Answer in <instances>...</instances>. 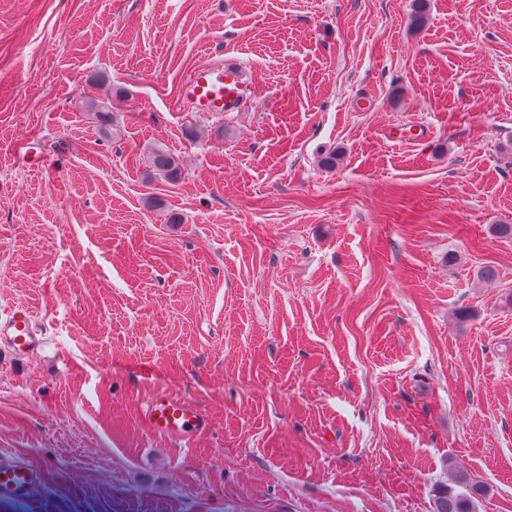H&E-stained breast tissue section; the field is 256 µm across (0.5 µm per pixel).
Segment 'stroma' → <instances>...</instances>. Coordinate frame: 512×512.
I'll list each match as a JSON object with an SVG mask.
<instances>
[{
	"label": "stroma",
	"mask_w": 512,
	"mask_h": 512,
	"mask_svg": "<svg viewBox=\"0 0 512 512\" xmlns=\"http://www.w3.org/2000/svg\"><path fill=\"white\" fill-rule=\"evenodd\" d=\"M412 5L0 0V313L42 331L0 452L43 474L0 512H432L462 473L512 512V0ZM226 60L246 107L193 112ZM159 392L209 430L154 434ZM245 88L241 66L207 63L189 74L183 93L195 112H235L244 103ZM150 167L169 184H178L183 177L182 167L166 149H155L150 158Z\"/></svg>",
	"instance_id": "1"
}]
</instances>
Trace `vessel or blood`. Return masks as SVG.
Listing matches in <instances>:
<instances>
[{
	"mask_svg": "<svg viewBox=\"0 0 512 512\" xmlns=\"http://www.w3.org/2000/svg\"><path fill=\"white\" fill-rule=\"evenodd\" d=\"M185 101L202 113L234 112L245 100L244 72L241 66L198 65L183 85ZM0 341L15 354L24 355L38 343V330L28 308L18 307L0 317ZM146 416L157 433L184 439L204 431L208 421L192 402L172 394L155 395L147 405ZM40 475L34 469L0 458V498H28Z\"/></svg>",
	"mask_w": 512,
	"mask_h": 512,
	"instance_id": "1",
	"label": "vessel or blood"
}]
</instances>
